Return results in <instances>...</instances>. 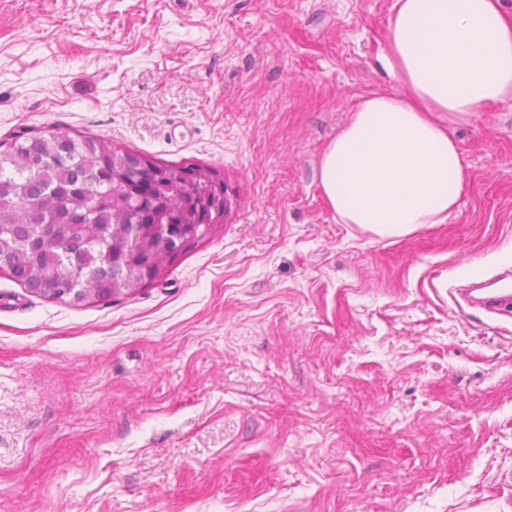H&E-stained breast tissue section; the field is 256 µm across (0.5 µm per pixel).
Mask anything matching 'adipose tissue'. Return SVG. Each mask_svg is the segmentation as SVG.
<instances>
[{
    "label": "adipose tissue",
    "instance_id": "obj_1",
    "mask_svg": "<svg viewBox=\"0 0 512 512\" xmlns=\"http://www.w3.org/2000/svg\"><path fill=\"white\" fill-rule=\"evenodd\" d=\"M377 62L394 87L354 108L318 183L341 223L402 237L446 223L462 200L452 128L512 102V12L504 0H395Z\"/></svg>",
    "mask_w": 512,
    "mask_h": 512
}]
</instances>
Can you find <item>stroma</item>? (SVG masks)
I'll return each instance as SVG.
<instances>
[{
    "mask_svg": "<svg viewBox=\"0 0 512 512\" xmlns=\"http://www.w3.org/2000/svg\"><path fill=\"white\" fill-rule=\"evenodd\" d=\"M394 0H0V141L220 171L166 279L81 306L0 274V512H512V103L455 135L444 224L339 223L317 163ZM496 288H489L479 298L480 304L487 313L512 314V281L504 279L494 283Z\"/></svg>",
    "mask_w": 512,
    "mask_h": 512,
    "instance_id": "stroma-1",
    "label": "stroma"
}]
</instances>
